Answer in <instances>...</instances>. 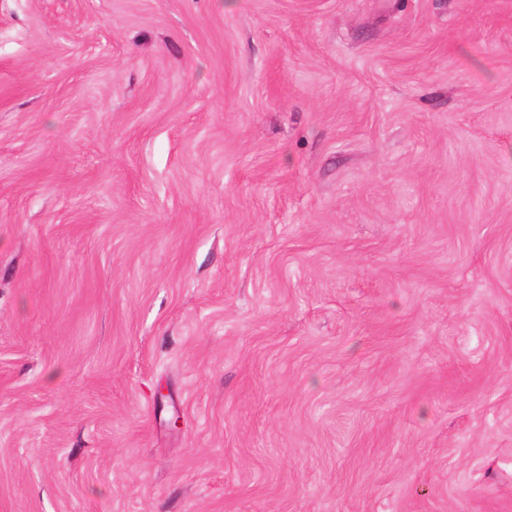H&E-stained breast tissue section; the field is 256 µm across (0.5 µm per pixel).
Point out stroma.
<instances>
[{
    "mask_svg": "<svg viewBox=\"0 0 512 512\" xmlns=\"http://www.w3.org/2000/svg\"><path fill=\"white\" fill-rule=\"evenodd\" d=\"M0 512H512V0H0Z\"/></svg>",
    "mask_w": 512,
    "mask_h": 512,
    "instance_id": "1",
    "label": "stroma"
}]
</instances>
